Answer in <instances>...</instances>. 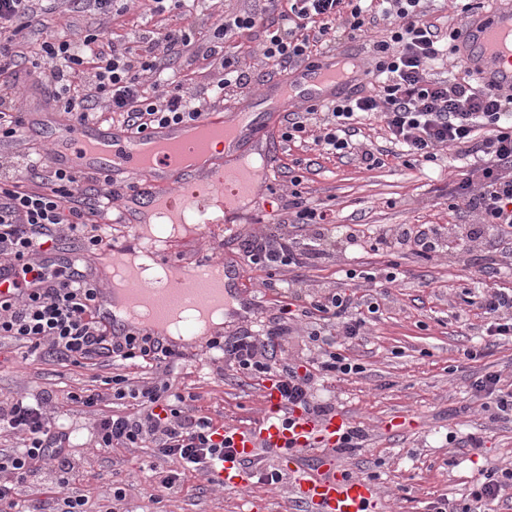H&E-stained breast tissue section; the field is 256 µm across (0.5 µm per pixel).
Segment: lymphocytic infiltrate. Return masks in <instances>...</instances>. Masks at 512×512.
Segmentation results:
<instances>
[{
	"mask_svg": "<svg viewBox=\"0 0 512 512\" xmlns=\"http://www.w3.org/2000/svg\"><path fill=\"white\" fill-rule=\"evenodd\" d=\"M151 14L161 25L131 39L115 40L101 31L49 35L40 43L31 65L37 86L50 88L69 122L85 124L98 119L99 108L135 134L170 123L199 119L203 105L186 80L146 89L142 77L163 73V58L188 51L194 31L169 24L185 4L208 11V0H149ZM386 17L396 25L389 40L374 42L378 57L371 72L369 92L331 107L289 112L280 128L286 142L301 140L318 128L322 148L333 154L351 152L347 139L354 121L372 116L383 122L401 157L425 164L436 161L443 147H466L488 156L486 165L463 174L450 195L451 207L466 206L475 214L477 229L471 239L490 229L512 238V93L491 91L470 83L431 79L429 72L444 55L438 29L424 19V0H379ZM49 11L43 0H0V144L16 138L23 120L14 113L19 75L7 65L18 35L39 25ZM346 15L353 37L367 32L371 23L366 0H266L261 14L237 15L219 24L211 44L201 52L206 67L221 69L215 95L227 87L246 88L250 82L240 60L224 53L225 39L263 27L262 51L275 67L308 60L318 42L336 38L335 21ZM483 138H476V131ZM81 177L48 165L40 155L20 160L0 156V265L16 268L20 294L0 299V341L19 343L26 355L48 354L76 365L96 359L134 366H162L177 351L141 330L117 336L98 314L100 288L88 274L74 276L65 268L49 269L40 256L56 252L75 240L83 252L109 246L111 226L98 222L108 209L111 194L94 198L81 189ZM289 207L296 223L311 231L309 245L300 248L288 232L254 235L246 239L244 253L250 264L269 269L290 263L302 266L326 253L328 213L307 197L300 177L290 180ZM476 304L487 317L489 337L512 335V295L494 290ZM350 297L335 293L311 299L298 316L319 317L336 327V336L310 333L322 342L320 354L305 369L289 368L276 380L282 402L315 419L328 417L332 405L316 400L318 379L359 373L360 367L342 354L338 340H353L365 331L364 318L354 316ZM286 328H263L259 334L227 342L209 339L212 364L229 362L249 374H268L283 348ZM74 403L93 408L116 399L127 410L99 419L94 445L102 451L139 448L149 444L171 469L157 470L149 497L161 503L166 493L182 487L192 476H209L224 458L232 456L229 442H214L219 423L194 406L196 396L179 391L166 381H130L109 377L104 388L68 393ZM15 441L0 451V512H89L87 497L73 485L81 462L73 455L71 432L61 423L54 396L34 398L0 396V439ZM512 495V469L492 467L484 482L476 484L468 499L440 501L434 512H482L487 502Z\"/></svg>",
	"mask_w": 512,
	"mask_h": 512,
	"instance_id": "f902f5d3",
	"label": "lymphocytic infiltrate"
}]
</instances>
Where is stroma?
<instances>
[{
	"label": "stroma",
	"mask_w": 512,
	"mask_h": 512,
	"mask_svg": "<svg viewBox=\"0 0 512 512\" xmlns=\"http://www.w3.org/2000/svg\"><path fill=\"white\" fill-rule=\"evenodd\" d=\"M127 6L124 15L108 19L59 0L44 17V31L73 34L99 29L123 35L150 22L146 0H128ZM262 7L263 0H216L210 15L189 17L195 43L172 62V69L193 73L195 90L205 95L218 73L203 71L197 51L208 46L216 23L225 16L258 13ZM262 39L257 28L225 43V51H245L250 76L246 89L225 93V109H233L244 95L260 93L277 77L276 68L262 54ZM280 126L277 118L270 124L273 171L253 206L227 215L229 223L238 225L237 234L227 238L201 225L184 236L186 258L203 253L240 270L231 282L233 304L224 311V323L210 333L230 340L254 325L271 323L283 301L295 294L317 297L341 291L357 302L370 296L377 311L368 315L364 335L342 347L361 366V373L325 379L319 388L320 398L333 403L350 425L362 427L366 439L361 448L332 458L339 468L372 480L382 512H432L440 500H464L488 469L512 468V418L491 420L470 390L471 381L488 371L499 372L505 384L512 385V337L485 336L482 310L464 301L466 295L491 287L512 293V266L501 265L486 274L478 263L479 256L505 248L506 243L490 233L471 251L453 248L430 260L409 248L390 253L380 239L397 224L474 223L472 213L449 209V196L462 173L485 159L447 148L436 162L403 166L391 154L393 145L382 123L366 119L358 126L356 140L383 155L382 164L368 170L355 157L325 153L313 139L282 141ZM295 175L335 225L355 227V242L340 241L335 253L307 267L286 265L269 271L248 264L244 239L275 225H290L291 235L306 243L307 231L294 225L288 208L290 179ZM392 260L400 264L398 282L368 287L364 273L380 271ZM350 269L356 270V278H347ZM205 363L201 341L181 347L163 373L119 364L75 367L48 355L32 356L0 368V394L47 390L65 399L67 392L102 385L116 374L163 378L195 393L198 409L227 428L258 425L264 412L263 378L244 374L230 363L218 369L206 368ZM63 411L78 443L74 453L83 460L76 485L91 498L104 494L110 476L130 484L136 512H316L291 493L293 464L264 448L254 452L256 467L281 469L287 475L282 484L271 487L252 478L239 487L218 489L192 477L161 504H154L146 493L152 448L98 453L89 445L94 413L68 402ZM474 438L480 440V449L470 448Z\"/></svg>",
	"instance_id": "obj_1"
}]
</instances>
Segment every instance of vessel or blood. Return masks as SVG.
<instances>
[{"instance_id": "b4317fda", "label": "vessel or blood", "mask_w": 512, "mask_h": 512, "mask_svg": "<svg viewBox=\"0 0 512 512\" xmlns=\"http://www.w3.org/2000/svg\"><path fill=\"white\" fill-rule=\"evenodd\" d=\"M454 45L456 56L476 75L482 87L512 89V0H494L490 9L470 14L461 25ZM367 73V66L359 61L352 47L289 71L269 82L257 98L242 101L236 116L238 136L263 141L268 128L261 125L259 113L284 112L296 104L333 105L357 92L354 75ZM181 130V125L170 124L135 135L121 127L105 128L95 123L73 126L58 122L45 138L50 145L46 159L54 168L94 175L107 182L118 172L131 176L132 187L123 194L117 213L119 223H134L141 208L160 198L165 199L173 217L177 218L203 205L202 198L181 192L185 183L195 180L193 170L176 165L169 156L155 151L160 136L175 137ZM266 175L263 168L236 170L234 192L226 198L225 207H233L237 199L255 197ZM175 243V237L165 238L156 254L169 268L177 291L189 293L196 286L198 272L216 267L217 262L204 254L193 261H183L175 254ZM263 394V420L254 428L229 435L235 455L223 461L212 474L220 484L243 485L246 475L241 461L252 456L255 449L271 448L292 460L313 441H335L337 433L345 427L344 421L333 418L313 421L299 410L285 413L274 384H265ZM296 486L300 500L318 507L320 512H369L374 495V488L368 481L333 470L314 478L299 476Z\"/></svg>"}]
</instances>
